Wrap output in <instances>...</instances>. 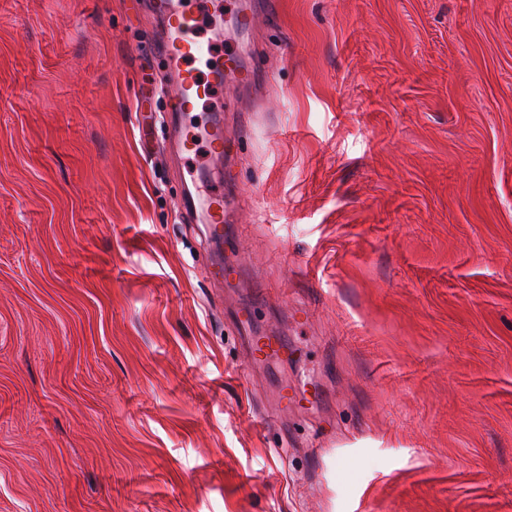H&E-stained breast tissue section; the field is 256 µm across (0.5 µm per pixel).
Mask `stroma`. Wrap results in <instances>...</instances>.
Returning a JSON list of instances; mask_svg holds the SVG:
<instances>
[{"label":"stroma","instance_id":"1","mask_svg":"<svg viewBox=\"0 0 512 512\" xmlns=\"http://www.w3.org/2000/svg\"><path fill=\"white\" fill-rule=\"evenodd\" d=\"M240 4L219 284L140 0H0V512H512V0Z\"/></svg>","mask_w":512,"mask_h":512}]
</instances>
